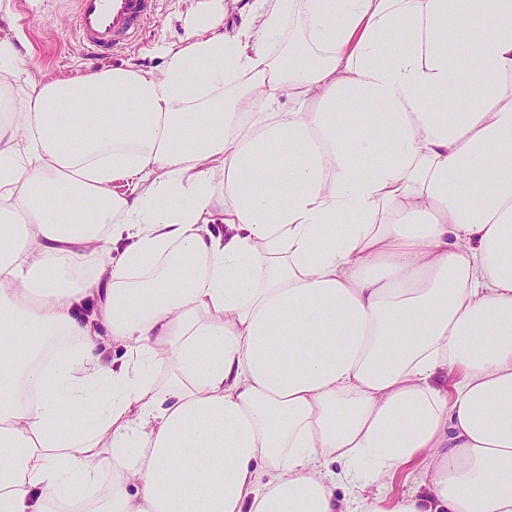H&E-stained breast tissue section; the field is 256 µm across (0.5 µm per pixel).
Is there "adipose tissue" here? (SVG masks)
<instances>
[{"mask_svg":"<svg viewBox=\"0 0 512 512\" xmlns=\"http://www.w3.org/2000/svg\"><path fill=\"white\" fill-rule=\"evenodd\" d=\"M242 14L0 38V512H512V0ZM76 1L75 33L84 49L73 36ZM163 2L165 1H3L0 10V36H8L15 41L22 67L37 77H75L86 71L128 63L150 69L161 66L164 62L159 47L164 42L177 41L184 35L183 22L179 20V16L186 14L191 5L197 6L204 1L172 0L159 17ZM128 43L130 44L127 45ZM126 45L119 55L100 64L93 65L85 59V51L93 59L100 61L119 53Z\"/></svg>","mask_w":512,"mask_h":512,"instance_id":"ef3b65f1","label":"adipose tissue"}]
</instances>
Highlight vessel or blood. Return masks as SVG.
Returning a JSON list of instances; mask_svg holds the SVG:
<instances>
[{
	"label": "vessel or blood",
	"mask_w": 512,
	"mask_h": 512,
	"mask_svg": "<svg viewBox=\"0 0 512 512\" xmlns=\"http://www.w3.org/2000/svg\"><path fill=\"white\" fill-rule=\"evenodd\" d=\"M162 7L163 0H77L75 33L87 54L100 61L141 37Z\"/></svg>",
	"instance_id": "vessel-or-blood-1"
}]
</instances>
